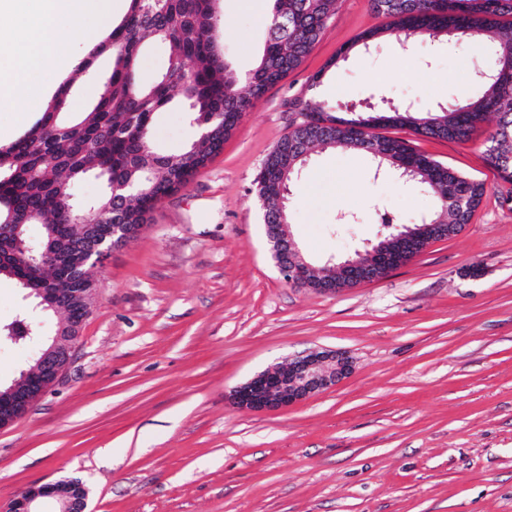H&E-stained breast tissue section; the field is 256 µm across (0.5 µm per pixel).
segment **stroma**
Wrapping results in <instances>:
<instances>
[{
    "instance_id": "stroma-1",
    "label": "stroma",
    "mask_w": 512,
    "mask_h": 512,
    "mask_svg": "<svg viewBox=\"0 0 512 512\" xmlns=\"http://www.w3.org/2000/svg\"><path fill=\"white\" fill-rule=\"evenodd\" d=\"M219 43L248 73L266 35L253 0H219ZM371 0H339L302 64L245 112L224 149L148 214L144 230L93 268L97 298L65 374L0 430V512L35 485L77 480L86 512H512V208L500 205L483 122L469 141L386 134L484 182L456 236L365 285L320 292L286 282L254 180L313 98L340 111L387 97L432 110L465 98L483 58L451 37L396 39L339 60L384 25ZM69 51L91 63L66 110L95 104L109 26L63 17ZM320 84H313V75ZM32 94L0 112L7 146L39 120ZM198 135L181 98L157 112L152 144ZM432 195L375 175L369 155L313 152L290 230L313 265L417 224ZM354 214L352 224L342 222ZM343 351L352 371L294 406L252 412L230 392L295 355Z\"/></svg>"
}]
</instances>
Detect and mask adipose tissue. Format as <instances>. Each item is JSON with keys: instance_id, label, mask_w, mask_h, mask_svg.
<instances>
[{"instance_id": "obj_1", "label": "adipose tissue", "mask_w": 512, "mask_h": 512, "mask_svg": "<svg viewBox=\"0 0 512 512\" xmlns=\"http://www.w3.org/2000/svg\"><path fill=\"white\" fill-rule=\"evenodd\" d=\"M25 30L0 49V110L12 108L18 93L38 85L40 93H50L53 81H42L43 73L63 78L79 67V59L66 53V40L54 25L59 16L105 20L111 17L113 0H36Z\"/></svg>"}]
</instances>
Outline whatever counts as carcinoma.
Returning <instances> with one entry per match:
<instances>
[{"label":"carcinoma","mask_w":512,"mask_h":512,"mask_svg":"<svg viewBox=\"0 0 512 512\" xmlns=\"http://www.w3.org/2000/svg\"><path fill=\"white\" fill-rule=\"evenodd\" d=\"M217 0H130L128 13L112 28L104 50L112 59L110 76L93 109L69 120L63 112L67 89H61L41 120L27 134L0 147V277L14 280L30 293L37 288L73 286V264L43 266L40 258L68 257L73 253V214L80 203L75 186L93 174L133 192L125 216L130 224L145 222L143 213L160 198L186 185L203 164L220 149L211 136L197 140L178 155L154 151L150 136L154 114L172 102L170 88L181 87L188 98L192 120L215 125L216 115H244L269 87L300 66L336 11L338 0H272L267 38L255 67L240 75L226 60L216 39L224 23L215 8ZM373 11L389 24L362 33L340 53L377 45L385 36L418 35L430 42L453 34L484 49L490 63L473 75V92L464 101L438 110L415 108L391 100L371 109L388 118L387 127L407 126L436 139L466 141L486 116L497 117L487 138L488 156L500 180L512 185V0H372ZM150 42L170 45L166 72L150 82L139 73L141 48ZM299 114L311 119L294 127L269 153L266 172L276 170L282 148L294 150L293 172L280 184L256 177L262 207L277 208L293 187L316 147L346 148L368 153L376 161L375 174L400 176L403 162L411 181L436 201L433 214L423 222L453 235L468 224L486 193L483 182L454 171L419 152L410 141L362 131L367 117L351 110L348 118L331 112L321 101L298 100ZM40 224L42 240L26 246L33 260L19 247L25 227ZM36 335L33 325L19 319L0 327V335L18 337L24 330Z\"/></svg>","instance_id":"carcinoma-1"}]
</instances>
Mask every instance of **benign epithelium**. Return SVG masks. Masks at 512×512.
<instances>
[{"label":"benign epithelium","mask_w":512,"mask_h":512,"mask_svg":"<svg viewBox=\"0 0 512 512\" xmlns=\"http://www.w3.org/2000/svg\"><path fill=\"white\" fill-rule=\"evenodd\" d=\"M263 220L278 271L286 277V281L304 288L331 291V285L314 278L316 267L302 256L290 225L284 220L283 211L267 212ZM104 223L105 213L91 208L79 210L74 227L81 264L103 263L112 250V240H126L142 230L140 224H111L105 232ZM431 236L430 226H419L397 248L388 250L378 245L341 261L336 268L351 286L374 282L419 255L417 242ZM37 295L42 298V303L52 308L62 305L70 311H81L82 318L70 319L67 328L47 338L46 347L41 350L38 360L39 368L26 371L23 376L25 384H13L7 394L0 398V430L24 415L66 373L85 317L97 297V289L41 288ZM350 370L351 361L343 352L310 351L294 357L285 366L254 375L235 387L230 399L237 407L256 412L287 408L336 385ZM44 498L55 500L56 512H85L86 509L83 485L76 480H60L26 489L13 501L10 512H42L40 503Z\"/></svg>","instance_id":"7a95c632"}]
</instances>
